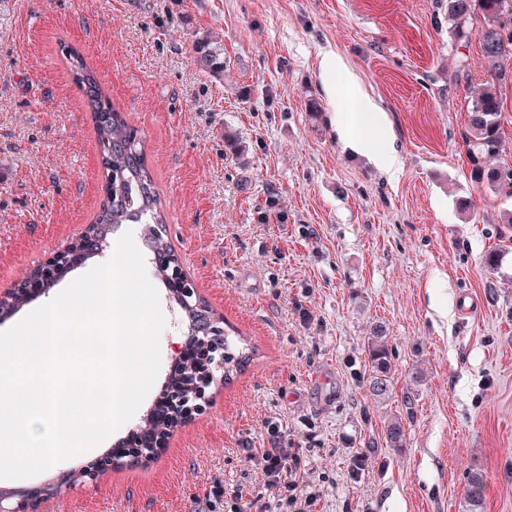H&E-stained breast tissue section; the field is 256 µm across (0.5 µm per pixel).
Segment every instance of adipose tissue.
<instances>
[{"mask_svg":"<svg viewBox=\"0 0 512 512\" xmlns=\"http://www.w3.org/2000/svg\"><path fill=\"white\" fill-rule=\"evenodd\" d=\"M327 94L337 102L347 103L346 111L338 113L337 126L340 136L352 146L368 150L372 136L386 133V117L379 105L368 99L359 86L348 83L346 90L328 88Z\"/></svg>","mask_w":512,"mask_h":512,"instance_id":"adipose-tissue-1","label":"adipose tissue"}]
</instances>
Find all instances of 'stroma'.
<instances>
[{"label": "stroma", "instance_id": "obj_1", "mask_svg": "<svg viewBox=\"0 0 512 512\" xmlns=\"http://www.w3.org/2000/svg\"><path fill=\"white\" fill-rule=\"evenodd\" d=\"M484 24L462 47L448 0H0V289L103 201L71 46L139 130L171 246L251 352L158 461L42 512H236L232 489L265 512L267 448L297 459V497H314L278 512H468L473 472L484 512H512V254L484 265L512 200L472 179L461 138L488 81ZM203 32L224 42L223 79L194 63ZM328 54L343 71L321 70ZM351 79L386 113L398 171L339 138L325 88ZM158 296L161 382L188 321ZM378 321L384 401L365 351ZM394 417L400 448L385 440ZM127 432L0 489L58 482ZM365 348L372 368L369 382L371 390L379 398L388 397L393 384L390 375V352L386 344V334L383 326L376 325L372 329ZM484 477L482 473L474 472L468 479L464 498L467 500L470 512L483 510Z\"/></svg>", "mask_w": 512, "mask_h": 512}]
</instances>
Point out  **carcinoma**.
<instances>
[{
	"label": "carcinoma",
	"instance_id": "obj_1",
	"mask_svg": "<svg viewBox=\"0 0 512 512\" xmlns=\"http://www.w3.org/2000/svg\"><path fill=\"white\" fill-rule=\"evenodd\" d=\"M478 15L488 19L481 32V51L492 85L472 103L462 139L467 146L474 181L488 184L504 198H512V164L498 160L503 111L499 87L512 81V0H448V20L453 22L457 40L465 39L466 23ZM194 52L195 62L201 70L213 77H224L227 61L221 40L203 33L195 40ZM67 61L73 82L82 93L94 121L101 167L108 174L118 171L123 175V181H111L109 196L102 202L94 225L106 235L120 224L148 225L147 246L155 258L156 273L163 279L166 270L162 268V259L173 249L168 241L167 221L160 207L159 193L146 165L139 131L112 106L102 91L96 71L88 66L79 52L70 51ZM501 236L505 245L488 252L484 258L486 268L493 272L499 269L505 254L512 248V216L504 225ZM366 351L372 368L371 390L375 396L385 398L391 393L393 384L383 326L372 329ZM404 437L401 422L391 419L386 426L389 447H402ZM483 492V474L472 473L464 494L470 512H482Z\"/></svg>",
	"mask_w": 512,
	"mask_h": 512
}]
</instances>
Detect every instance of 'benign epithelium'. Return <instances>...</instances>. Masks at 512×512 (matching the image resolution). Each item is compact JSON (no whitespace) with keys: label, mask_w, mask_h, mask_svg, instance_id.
<instances>
[{"label":"benign epithelium","mask_w":512,"mask_h":512,"mask_svg":"<svg viewBox=\"0 0 512 512\" xmlns=\"http://www.w3.org/2000/svg\"><path fill=\"white\" fill-rule=\"evenodd\" d=\"M103 249L97 232L84 227L62 248L50 253L36 265L38 277L24 288L0 290V320L15 312V297L23 294L29 301L46 293L50 287L81 265L87 256ZM172 272L169 276L170 293L181 309L190 312L201 307L202 296L188 277L178 254L169 257ZM197 356L189 361H177L180 373L169 374L154 406L164 409L173 426L195 421L212 407L214 394L224 382V320L218 315L206 320L204 329L190 328ZM170 430L148 431L136 425L131 428L122 444L112 453L91 460L78 473L55 484L24 491H0V512H41L42 503L63 493L76 482L95 484L105 474L124 468H140L154 462L167 448Z\"/></svg>","instance_id":"benign-epithelium-1"}]
</instances>
